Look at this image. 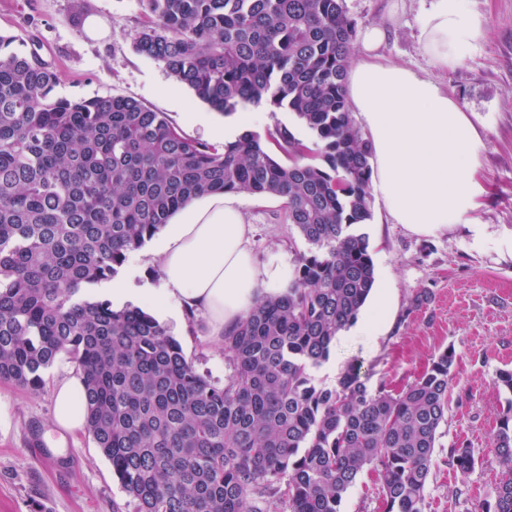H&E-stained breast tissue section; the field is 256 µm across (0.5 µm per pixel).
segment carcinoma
Instances as JSON below:
<instances>
[{
  "label": "carcinoma",
  "mask_w": 512,
  "mask_h": 512,
  "mask_svg": "<svg viewBox=\"0 0 512 512\" xmlns=\"http://www.w3.org/2000/svg\"><path fill=\"white\" fill-rule=\"evenodd\" d=\"M139 2L138 54L223 115L293 113L314 147L285 126L218 146L128 97L60 96L37 51L0 35V382L38 393L74 363L86 430L133 512H341L365 470L383 512H424L454 351L397 393L353 366L334 388L311 375L375 284L355 231L372 218V153L346 95L344 0ZM204 193L281 197L308 245L288 288L224 335L221 384L149 312L86 295ZM492 448L503 477L486 512H512V399ZM448 454L463 477L478 464Z\"/></svg>",
  "instance_id": "carcinoma-1"
}]
</instances>
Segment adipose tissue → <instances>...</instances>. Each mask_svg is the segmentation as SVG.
Instances as JSON below:
<instances>
[{
    "instance_id": "1",
    "label": "adipose tissue",
    "mask_w": 512,
    "mask_h": 512,
    "mask_svg": "<svg viewBox=\"0 0 512 512\" xmlns=\"http://www.w3.org/2000/svg\"><path fill=\"white\" fill-rule=\"evenodd\" d=\"M400 7L401 0H392L383 21L359 32L346 89L368 133L375 194L394 223L434 234L474 222L485 192L477 178L485 142L447 90L381 54ZM419 25L423 53L434 68L448 71L485 40L488 19L466 0H430ZM155 256L175 310L205 315L216 344L261 296L285 291L290 281L278 258L255 260L252 227L230 194L193 200L161 237ZM82 390L78 373L54 385L53 424L46 434L53 453H65L69 436L86 428Z\"/></svg>"
}]
</instances>
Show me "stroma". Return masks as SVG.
Returning <instances> with one entry per match:
<instances>
[{
  "mask_svg": "<svg viewBox=\"0 0 512 512\" xmlns=\"http://www.w3.org/2000/svg\"><path fill=\"white\" fill-rule=\"evenodd\" d=\"M489 19V32L472 58L442 72L432 67L419 44L418 18L425 0H404L385 48L386 56L447 87L470 112L486 147L478 159L486 192L473 224H452L426 235L393 223L380 202L358 230L368 239L377 287L391 289V306L381 336H356L334 344L328 360L312 375L335 386L339 372L356 365L370 389L388 384L400 390L438 355L455 353L448 395V421L439 430L424 512H478L495 500L502 469L492 455L500 411L512 393L499 389L500 370H512V0H467ZM107 28L100 39L84 30L88 15ZM142 15L139 0H0V32L22 51H37L59 78L67 97L115 95L135 99L169 120L187 136L200 138L203 122L216 111L175 81L162 62L137 54L133 40ZM246 223L253 228L258 261L278 256L294 266L306 250L285 219L284 202L274 196L239 194ZM153 242L132 252L117 277L131 290L151 289L153 315L181 343L186 357L216 382L230 372L222 347L210 339L203 314L171 319L153 258ZM431 300L411 310V298ZM59 359L48 370L47 387L31 393L0 383V512H132L110 461L88 433L69 440L65 455L53 454L45 435L53 416L52 381L73 370ZM40 438H33L32 429ZM473 448L475 469L460 477L448 450ZM341 512H382L379 481L364 472L345 495Z\"/></svg>",
  "mask_w": 512,
  "mask_h": 512,
  "instance_id": "1",
  "label": "stroma"
}]
</instances>
